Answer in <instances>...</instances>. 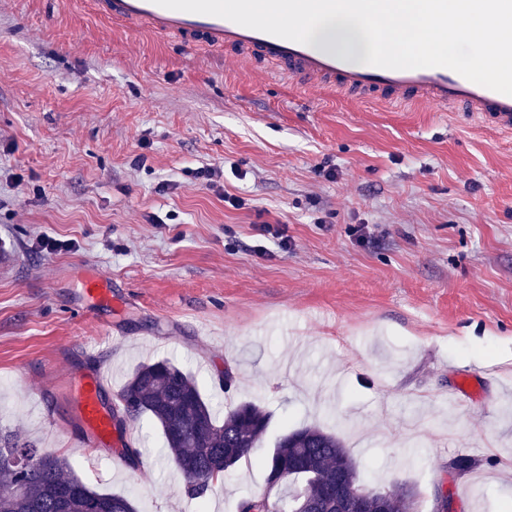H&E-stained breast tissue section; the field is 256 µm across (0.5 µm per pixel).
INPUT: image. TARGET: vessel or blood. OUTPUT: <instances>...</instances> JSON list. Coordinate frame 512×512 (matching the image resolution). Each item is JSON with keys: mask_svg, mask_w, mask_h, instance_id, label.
Wrapping results in <instances>:
<instances>
[{"mask_svg": "<svg viewBox=\"0 0 512 512\" xmlns=\"http://www.w3.org/2000/svg\"><path fill=\"white\" fill-rule=\"evenodd\" d=\"M90 6L104 19L142 26L159 37L261 58L291 78L325 87L356 105L382 100L397 107L420 105L440 112H460L480 126L512 135V96L471 82L445 67L395 70L373 66L333 44L316 40L308 45L298 43L222 17L167 9L154 0H90ZM82 295L91 310L119 302L111 281L103 278L85 280ZM76 385L82 429L74 436L75 446H117L112 412L102 402L107 387L105 369L81 375Z\"/></svg>", "mask_w": 512, "mask_h": 512, "instance_id": "vessel-or-blood-1", "label": "vessel or blood"}]
</instances>
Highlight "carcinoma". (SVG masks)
<instances>
[{
    "label": "carcinoma",
    "mask_w": 512,
    "mask_h": 512,
    "mask_svg": "<svg viewBox=\"0 0 512 512\" xmlns=\"http://www.w3.org/2000/svg\"><path fill=\"white\" fill-rule=\"evenodd\" d=\"M128 410L127 419L150 416L160 427L169 459L185 479V492L203 499L214 483L237 464L251 460L261 446L269 414L255 402H241L216 416L193 376L169 360L136 367L118 392ZM303 457L307 466L277 483L296 489L265 505L264 512H336L327 489L344 482L351 494L385 499L387 512H415L417 492L395 483L378 491L360 480L359 465L344 442L319 426H302L283 435L264 459L267 481L279 466ZM135 512L131 499L101 493L72 474L68 458L21 443L12 436L0 438V512Z\"/></svg>",
    "instance_id": "obj_1"
}]
</instances>
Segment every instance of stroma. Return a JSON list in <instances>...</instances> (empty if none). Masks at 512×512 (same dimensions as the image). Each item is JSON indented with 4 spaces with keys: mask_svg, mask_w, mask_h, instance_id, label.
<instances>
[{
    "mask_svg": "<svg viewBox=\"0 0 512 512\" xmlns=\"http://www.w3.org/2000/svg\"><path fill=\"white\" fill-rule=\"evenodd\" d=\"M93 275L121 308L81 311ZM160 359L217 413L270 415L203 503L149 417L132 423L143 473L69 442L72 376L108 365L115 394ZM464 374L466 411L444 398ZM306 425L336 433L368 487L415 486L418 512L440 488L460 512H512V137L350 105L87 0H0V436L65 455L137 512H237L268 491L260 457ZM457 455L478 467L450 475Z\"/></svg>",
    "mask_w": 512,
    "mask_h": 512,
    "instance_id": "obj_1",
    "label": "stroma"
}]
</instances>
